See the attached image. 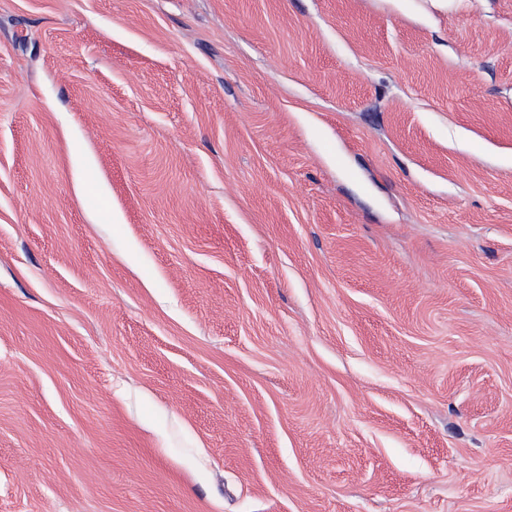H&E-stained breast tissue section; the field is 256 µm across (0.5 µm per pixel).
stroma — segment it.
Masks as SVG:
<instances>
[{"instance_id": "1", "label": "stroma", "mask_w": 512, "mask_h": 512, "mask_svg": "<svg viewBox=\"0 0 512 512\" xmlns=\"http://www.w3.org/2000/svg\"><path fill=\"white\" fill-rule=\"evenodd\" d=\"M0 512H512V0H0Z\"/></svg>"}]
</instances>
